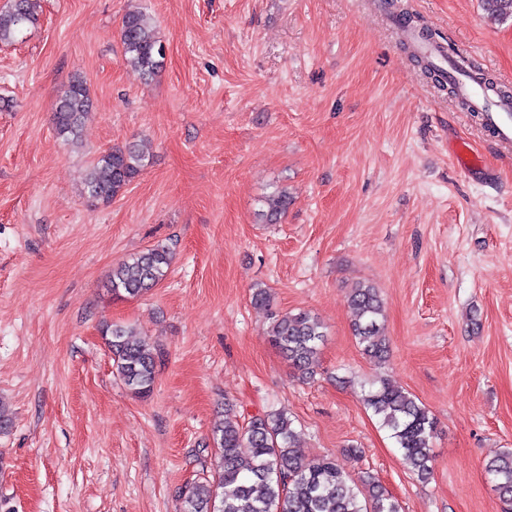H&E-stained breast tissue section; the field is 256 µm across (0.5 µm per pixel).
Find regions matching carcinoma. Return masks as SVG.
<instances>
[{
  "label": "carcinoma",
  "instance_id": "obj_1",
  "mask_svg": "<svg viewBox=\"0 0 512 512\" xmlns=\"http://www.w3.org/2000/svg\"><path fill=\"white\" fill-rule=\"evenodd\" d=\"M489 15L498 20L512 18V0H484ZM384 9L396 22L413 28L420 40L434 45L450 56L451 45L435 40L428 29L401 8L398 0H383ZM38 0H11L0 10V43H13L38 20ZM123 63L153 77L164 65V46L151 18L132 10L122 19ZM413 61L448 93L456 94L444 72L414 53ZM468 74L501 97L509 92L476 67ZM91 107L89 90L81 78L74 79L60 95L52 121L57 135L67 142L78 140L80 127ZM146 154L136 144L116 146L92 162L86 188L89 197L108 204L145 167ZM262 216L267 224H276L288 210L290 197L277 191L266 198ZM172 252L157 244L123 260L112 270V294L138 298L156 287L166 276ZM349 306L354 313L353 334L361 354L370 362H386L389 346L383 337V302L375 286L358 282L351 289ZM111 348L118 376L136 395L149 394L154 386L160 351L146 340H136L131 325L109 324L103 329ZM268 336L301 378L316 373L319 346L325 336L323 324L311 313L299 311L271 314ZM364 404L377 416L381 428L389 432L410 471L421 482L432 474L431 446L437 432V420L412 394L384 379L370 384ZM293 421L283 411L269 412L245 424L230 417L212 428V440L218 452L212 478L189 483L178 491L181 512H399L398 502L372 474L366 472L354 480L345 461L332 456L307 459L301 450ZM485 470L494 482L499 498L512 503V451L490 459Z\"/></svg>",
  "mask_w": 512,
  "mask_h": 512
}]
</instances>
